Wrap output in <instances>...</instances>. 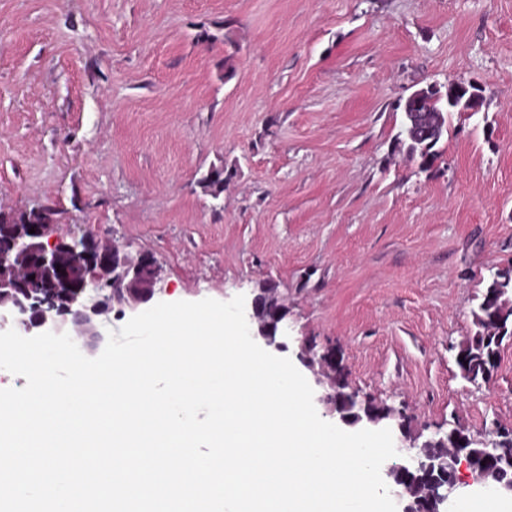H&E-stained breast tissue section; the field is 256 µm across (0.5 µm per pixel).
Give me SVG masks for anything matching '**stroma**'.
Instances as JSON below:
<instances>
[{
  "label": "stroma",
  "mask_w": 512,
  "mask_h": 512,
  "mask_svg": "<svg viewBox=\"0 0 512 512\" xmlns=\"http://www.w3.org/2000/svg\"><path fill=\"white\" fill-rule=\"evenodd\" d=\"M452 81L484 104L425 168L402 106ZM44 207L165 302L273 283L286 357L332 348L412 434L512 430V341L490 383L455 363L512 265V0H0V212Z\"/></svg>",
  "instance_id": "stroma-1"
}]
</instances>
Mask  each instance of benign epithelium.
Wrapping results in <instances>:
<instances>
[{
	"mask_svg": "<svg viewBox=\"0 0 512 512\" xmlns=\"http://www.w3.org/2000/svg\"><path fill=\"white\" fill-rule=\"evenodd\" d=\"M31 226L17 227L0 244V332L10 328L24 336L51 331L67 333L82 351H94L105 337L101 327L111 309L118 305L136 313L163 293L161 268L146 252L132 254L127 247L97 241L98 249L107 250L111 261L100 265L90 248L92 236L76 235L52 224H41L35 233ZM83 272L77 282L57 271L61 258ZM246 320L253 336L278 350L287 348L288 322L270 327L256 313V299H251ZM307 365L319 384H333L324 354L310 353ZM372 426L391 430L399 443L397 449L407 454L409 464L390 465L383 469V480L402 512H411V500L420 493L399 483L398 475L413 467L423 448L433 439L418 444L407 442L404 430L390 422L367 420ZM471 484L487 489H504L512 493V482L502 483L501 469H469ZM457 474L434 486V499L451 508L459 497Z\"/></svg>",
	"mask_w": 512,
	"mask_h": 512,
	"instance_id": "benign-epithelium-1",
	"label": "benign epithelium"
}]
</instances>
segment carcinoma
<instances>
[{
	"label": "carcinoma",
	"instance_id": "obj_1",
	"mask_svg": "<svg viewBox=\"0 0 512 512\" xmlns=\"http://www.w3.org/2000/svg\"><path fill=\"white\" fill-rule=\"evenodd\" d=\"M483 101L482 89L474 84L450 83L444 89L435 84L414 91L404 102L403 121L396 135L398 144L407 147V152L421 159L422 166L430 165L437 156L435 146L443 136L441 128L446 123V116L453 112H468L477 102ZM430 110L440 131L427 132L420 128L410 131L411 117L417 108ZM229 179L223 168H213L207 172L204 181L214 196L224 190V183ZM476 330L464 337L457 345L456 356L463 360L456 364L464 379L469 382L488 383L497 368L500 346L504 339H512V266L499 269L487 280L484 292L475 309L472 310ZM329 361L336 364L333 369L334 381L338 389L336 400L338 410L350 421L363 420L371 414L391 413L371 401L357 402V396L346 392L345 373L341 365L336 363L335 355ZM444 447L455 450L462 458L474 463L481 462L484 455V444L468 434L463 428H453L443 434ZM440 449L429 448L424 464L410 472L406 481L415 486H429L442 477L438 471L437 457Z\"/></svg>",
	"mask_w": 512,
	"mask_h": 512
}]
</instances>
